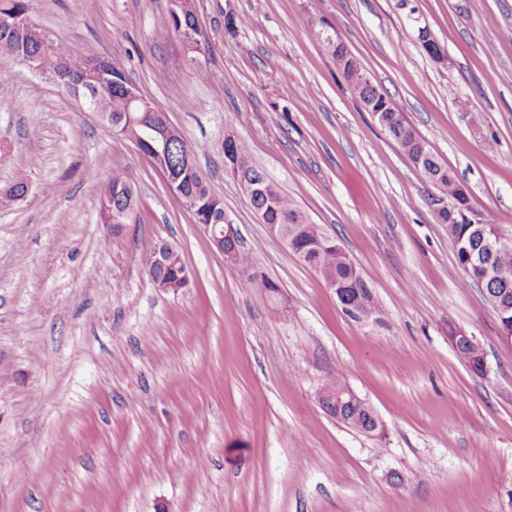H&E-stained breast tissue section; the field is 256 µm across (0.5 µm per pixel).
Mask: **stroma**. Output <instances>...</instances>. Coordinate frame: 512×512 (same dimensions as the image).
<instances>
[{
    "label": "stroma",
    "mask_w": 512,
    "mask_h": 512,
    "mask_svg": "<svg viewBox=\"0 0 512 512\" xmlns=\"http://www.w3.org/2000/svg\"><path fill=\"white\" fill-rule=\"evenodd\" d=\"M192 5L205 82L165 27L169 0H32L31 18L112 58L198 147L239 239L231 263L132 143L27 66L0 68V187L16 155L32 161L27 196L0 210V512H512V342L456 262L438 189L352 98L320 37L335 28L512 243V0ZM228 129L344 247L377 321L346 316L259 221L224 168ZM116 166L137 200L117 236L98 221ZM159 243L178 249L187 288L155 287L145 256ZM452 323L481 344L484 375L456 355ZM333 373L383 436L322 410Z\"/></svg>",
    "instance_id": "1"
}]
</instances>
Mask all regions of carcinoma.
Returning a JSON list of instances; mask_svg holds the SVG:
<instances>
[{
    "instance_id": "obj_1",
    "label": "carcinoma",
    "mask_w": 512,
    "mask_h": 512,
    "mask_svg": "<svg viewBox=\"0 0 512 512\" xmlns=\"http://www.w3.org/2000/svg\"><path fill=\"white\" fill-rule=\"evenodd\" d=\"M31 0H0V18L17 17L27 21L19 28L0 26V66L21 58L36 59L54 76L56 84L68 92L79 85L89 87L95 83L93 64L96 57L88 54L77 44L62 46L55 43L40 31L30 18ZM197 25L194 10L176 15L168 12L166 28L175 34L189 25ZM333 38L334 45L327 46L352 96L358 99L370 112L383 110L384 121L381 127L410 157L429 153L424 161L421 174L438 191L448 198V206L440 210L441 223L448 225V236L453 244L463 248L456 251V259L469 278L482 288L483 292L496 300V307L505 318L512 320V245L503 248L492 247L499 239L496 228L487 224L478 230L465 219L463 212L469 209L468 198L460 191L461 182L431 153L428 143L411 126L403 112L372 80L364 82L353 79L354 57L347 46L328 30L322 33L323 41ZM130 79L124 70H113L105 78V86L95 100L98 112L119 121L127 112L124 86ZM167 117L162 112H135L133 119L123 126V137L132 142L143 154L149 155L167 131ZM198 148L189 145L183 137L173 138L170 170L179 178V188L184 195L197 200L198 214L203 224H218L224 219V202L211 190L208 181L197 164L187 165L186 153L196 155ZM224 159L237 165L239 171L251 182L258 183L260 190L251 201L254 211L266 224H277L282 230V241L301 260L316 258L315 269L327 283L339 284L348 288L349 302L361 310L356 321L370 319L371 309L361 306L370 285L351 260L343 246L336 239L326 235L316 224L308 221L294 200L266 174L253 165L250 159L249 144L244 139L224 144ZM27 160L19 155L16 158V176L8 185L0 189V208H7L25 198L28 182L25 167ZM100 199L107 204L100 205L98 221L112 225V234L121 232L120 225L127 223L136 199L129 177L118 168L112 170V178L100 188ZM146 268L151 278L174 280L180 268H160L155 261V250H150L145 258ZM459 358L476 375L485 372L481 352L460 344L455 348ZM326 413L348 427L361 433L371 431L375 424L365 411L350 404L336 409L325 404Z\"/></svg>"
}]
</instances>
